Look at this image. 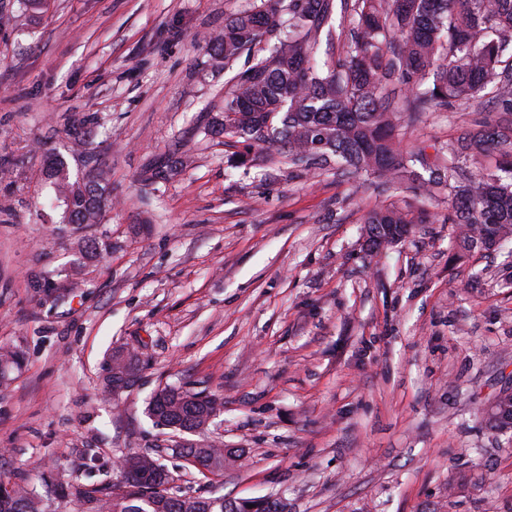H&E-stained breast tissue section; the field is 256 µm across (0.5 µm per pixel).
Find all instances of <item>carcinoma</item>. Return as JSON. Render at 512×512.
<instances>
[{"label": "carcinoma", "instance_id": "obj_1", "mask_svg": "<svg viewBox=\"0 0 512 512\" xmlns=\"http://www.w3.org/2000/svg\"><path fill=\"white\" fill-rule=\"evenodd\" d=\"M271 45L269 54L242 68L224 93V115L204 128L211 136L237 139L243 150L280 163L322 168L336 164L349 174H373L384 184L419 181L426 193L448 188L444 223L456 228V246L465 254L487 236L512 241V122L466 131L451 143L430 145L449 163L424 179L401 148L395 124L400 112L446 109L459 100L493 93L499 111L512 113V67L504 52L512 46V0H260L234 15L224 30L206 40L212 66L230 70L244 53ZM496 154L495 166L481 158ZM173 161L158 157L145 172L151 183L167 181ZM69 224H99L107 198L104 172L96 168L71 180L65 158L45 164ZM415 223L410 209L373 208L363 216L365 235L379 240L376 253L400 227ZM112 244L93 240L82 257L100 258ZM25 353L0 346V385L22 369ZM138 356L118 349L105 361L103 393L133 386ZM221 402L201 392L164 387L149 402L157 422L203 432ZM198 460L224 470V449L191 448ZM125 481L103 489L60 486L75 497L78 512H244L235 498L186 496L171 492L168 471L148 453L124 456ZM0 512H43L42 497L27 483L12 484Z\"/></svg>", "mask_w": 512, "mask_h": 512}]
</instances>
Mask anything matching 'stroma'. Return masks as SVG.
Segmentation results:
<instances>
[{
	"label": "stroma",
	"instance_id": "1",
	"mask_svg": "<svg viewBox=\"0 0 512 512\" xmlns=\"http://www.w3.org/2000/svg\"><path fill=\"white\" fill-rule=\"evenodd\" d=\"M253 0H0V344L26 362L0 386V475L75 512L56 486L118 480L150 452L174 493L276 495L288 512H512V435L482 408L512 386L506 253L453 256L448 193L336 170L230 163L204 136L227 73L203 36ZM490 98L401 113L405 148L500 121ZM107 172L112 206L68 224L45 180L63 155ZM164 183L144 179L160 156ZM415 204L432 217L378 257L362 217ZM110 254L83 259L91 239ZM140 376L103 396V361ZM223 402L206 432L148 414L164 386ZM216 445L211 473L180 457Z\"/></svg>",
	"mask_w": 512,
	"mask_h": 512
}]
</instances>
